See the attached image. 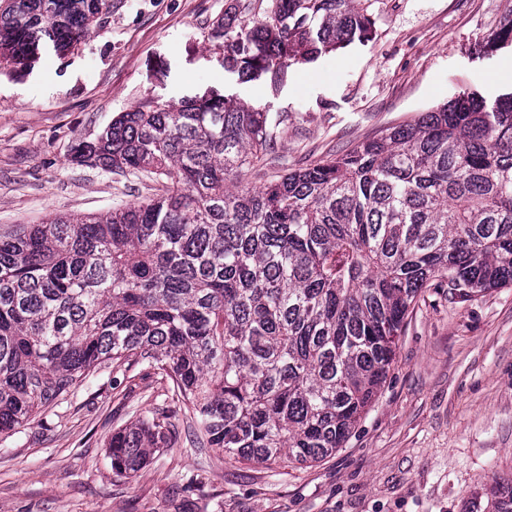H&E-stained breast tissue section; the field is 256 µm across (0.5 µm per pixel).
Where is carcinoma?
Wrapping results in <instances>:
<instances>
[{
	"label": "carcinoma",
	"instance_id": "cac0c4a2",
	"mask_svg": "<svg viewBox=\"0 0 512 512\" xmlns=\"http://www.w3.org/2000/svg\"><path fill=\"white\" fill-rule=\"evenodd\" d=\"M372 0H233L203 41L237 83H282L370 41ZM112 0H0V64L69 51ZM512 46V6L485 52ZM284 119L215 90L121 112L78 165L163 179L104 216L56 215L0 236V433L33 422L91 370L165 372L193 447L257 465L345 446L386 382L422 289L512 282V93L464 92L260 188L240 185ZM170 416L112 432L129 477L172 448ZM464 512H512V480Z\"/></svg>",
	"mask_w": 512,
	"mask_h": 512
}]
</instances>
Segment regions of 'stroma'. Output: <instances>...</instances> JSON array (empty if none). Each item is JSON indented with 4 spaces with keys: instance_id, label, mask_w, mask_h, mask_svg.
Returning a JSON list of instances; mask_svg holds the SVG:
<instances>
[{
    "instance_id": "35a3bbf8",
    "label": "stroma",
    "mask_w": 512,
    "mask_h": 512,
    "mask_svg": "<svg viewBox=\"0 0 512 512\" xmlns=\"http://www.w3.org/2000/svg\"><path fill=\"white\" fill-rule=\"evenodd\" d=\"M74 51L0 69V232L57 214L136 203L158 177L71 160L122 111L211 87L283 116L274 153L245 170L258 188L348 150L464 92L512 91L505 51L483 40L507 0H375L367 43L290 68L273 87L225 77L203 34L228 0H114ZM158 370L104 366L40 420L0 435V512H463L474 489L512 475V284L461 299L426 290L386 383L345 448L310 467L255 466L212 448H166L129 478L106 455L113 430L184 413Z\"/></svg>"
}]
</instances>
